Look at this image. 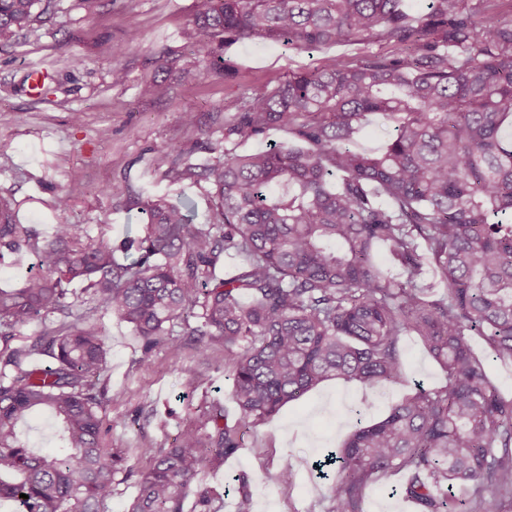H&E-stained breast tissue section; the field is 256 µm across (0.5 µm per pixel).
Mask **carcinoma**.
I'll use <instances>...</instances> for the list:
<instances>
[{"instance_id":"cac0c4a2","label":"carcinoma","mask_w":512,"mask_h":512,"mask_svg":"<svg viewBox=\"0 0 512 512\" xmlns=\"http://www.w3.org/2000/svg\"><path fill=\"white\" fill-rule=\"evenodd\" d=\"M41 0H0V51ZM411 18L401 0H204L184 29L193 55L232 74L224 48L263 40L313 52L358 41L389 47L330 67L308 66L243 97L224 114V144L277 128L290 138L252 154L193 164L171 145L153 171L171 183L205 180L207 223L164 198L142 208L143 229L119 262L71 198L42 238L0 197V263L28 249L36 270L0 290V502L20 512H106L115 477L132 471L104 445L107 362L97 311L115 314L144 354L189 336L201 364L224 342L239 418L214 403L169 447L142 448L129 512H184L198 476L240 448L241 429L329 380L369 389L403 378L401 339H418L447 383L404 395L355 427L325 462L341 478L330 512H363L365 486L389 473L417 512H503L512 503V398L488 359L512 364V10L501 0H429ZM393 132L378 151L355 145L367 115ZM387 248L392 268L375 260ZM241 260L219 278L221 255ZM93 306L81 312L74 285ZM42 323L35 336L19 329ZM485 343L477 354L473 338ZM44 355L52 363L31 367ZM43 411L66 451L43 455L18 424ZM283 458L277 483L294 484ZM28 498H22V495Z\"/></svg>"}]
</instances>
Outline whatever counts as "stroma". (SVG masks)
Returning a JSON list of instances; mask_svg holds the SVG:
<instances>
[{
	"instance_id": "1",
	"label": "stroma",
	"mask_w": 512,
	"mask_h": 512,
	"mask_svg": "<svg viewBox=\"0 0 512 512\" xmlns=\"http://www.w3.org/2000/svg\"><path fill=\"white\" fill-rule=\"evenodd\" d=\"M201 5L202 0H40L30 26L0 51V195L14 200L18 223L51 235L58 222L55 199L62 192L72 198L70 222L88 225L92 235H105L115 245L136 234V205L147 198L191 199L198 222H205L209 183L159 180L149 167L153 151L178 144L193 162H204L199 128L223 142L224 115L235 111L244 93L274 86L305 66L363 54L357 42L309 54L278 43H238L225 53L234 74L222 77L209 72L183 38ZM130 20L141 31L140 43L131 47L125 36ZM162 52L172 59L163 69L156 65ZM74 54L82 65L70 64ZM35 66L48 71L37 97L27 81ZM116 67L125 70L124 83H113ZM145 78L155 81L154 96H140ZM187 112L197 114L199 127L184 122ZM73 168L84 174L76 184L66 178ZM109 183L126 185V195L104 193ZM99 323L108 350L103 377L110 393L123 396L104 410L105 441L125 449L136 470L147 464L141 449L171 443L210 402H220L228 420L237 419L223 342L211 343L203 366L189 339H182L179 351L163 344L146 357L130 325L110 313L100 315ZM401 347L400 382L375 390L357 382H325L253 427L236 453L209 462L200 482L220 494L218 512H235L243 490L251 494L254 512H329L331 481L318 475L314 462L339 447L357 422L384 418L404 393L446 382L415 338L403 337ZM285 456L297 472L288 489L274 482ZM403 479L399 473L370 485L364 512H415L396 492Z\"/></svg>"
}]
</instances>
